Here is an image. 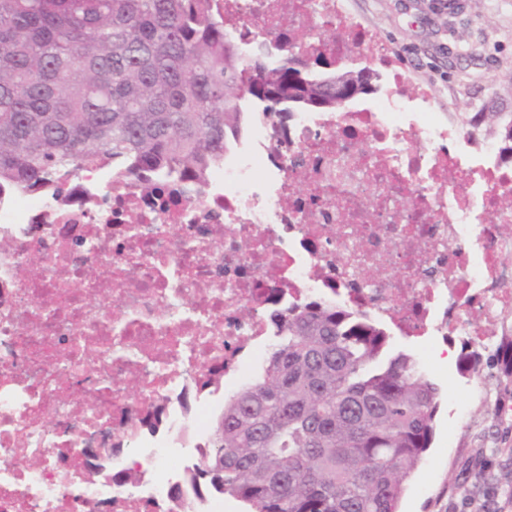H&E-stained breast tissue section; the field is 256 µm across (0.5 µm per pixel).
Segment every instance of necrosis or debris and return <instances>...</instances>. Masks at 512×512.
Returning a JSON list of instances; mask_svg holds the SVG:
<instances>
[{"instance_id": "4bbe7bcc", "label": "necrosis or debris", "mask_w": 512, "mask_h": 512, "mask_svg": "<svg viewBox=\"0 0 512 512\" xmlns=\"http://www.w3.org/2000/svg\"><path fill=\"white\" fill-rule=\"evenodd\" d=\"M316 13L337 32L315 49L365 41L342 0H224V31L280 51ZM374 60L385 93L261 118L203 180L88 170L62 199L0 193V512H179L192 459L162 437L197 445L262 345L270 296L355 306L406 336L457 331L477 352L512 335V162L429 115L387 50ZM106 431L113 482H80L63 458Z\"/></svg>"}]
</instances>
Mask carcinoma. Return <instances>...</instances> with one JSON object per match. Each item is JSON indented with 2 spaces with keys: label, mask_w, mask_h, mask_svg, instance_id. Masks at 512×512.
Returning <instances> with one entry per match:
<instances>
[{
  "label": "carcinoma",
  "mask_w": 512,
  "mask_h": 512,
  "mask_svg": "<svg viewBox=\"0 0 512 512\" xmlns=\"http://www.w3.org/2000/svg\"><path fill=\"white\" fill-rule=\"evenodd\" d=\"M289 51L248 62L224 37L222 0H0V190L62 191L96 168L202 175L244 132L247 98L274 117L338 112L336 86L370 72ZM512 113L491 100L475 127ZM260 377L224 402L204 456L213 491L246 512H398L430 448L440 387L364 312L274 309Z\"/></svg>",
  "instance_id": "obj_1"
}]
</instances>
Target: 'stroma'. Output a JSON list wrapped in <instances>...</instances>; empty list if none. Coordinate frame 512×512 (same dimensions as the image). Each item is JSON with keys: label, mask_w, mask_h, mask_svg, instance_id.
<instances>
[{"label": "stroma", "mask_w": 512, "mask_h": 512, "mask_svg": "<svg viewBox=\"0 0 512 512\" xmlns=\"http://www.w3.org/2000/svg\"><path fill=\"white\" fill-rule=\"evenodd\" d=\"M344 0L345 8L387 46L408 90H427L432 112L468 131L473 100L497 99L512 112V0ZM393 349L415 356L440 385L435 434L406 484L401 512H512V406L499 384L502 354L484 356L477 374L462 372L458 336H393Z\"/></svg>", "instance_id": "stroma-1"}]
</instances>
